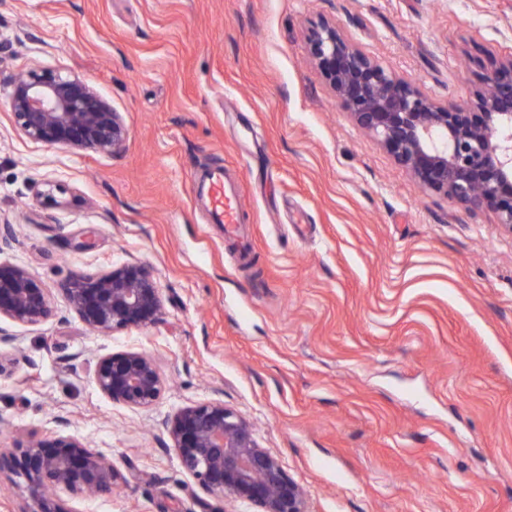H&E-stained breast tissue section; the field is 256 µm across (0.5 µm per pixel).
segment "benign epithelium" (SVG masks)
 <instances>
[{"label": "benign epithelium", "instance_id": "1", "mask_svg": "<svg viewBox=\"0 0 512 512\" xmlns=\"http://www.w3.org/2000/svg\"><path fill=\"white\" fill-rule=\"evenodd\" d=\"M306 42L341 106L424 190L470 212L488 209L512 232L511 54L483 75L472 97L448 106L364 53L327 19L308 29ZM9 100L16 126L38 143L115 155L130 136L122 113L87 82L59 70L26 71L11 85ZM63 293L97 333L144 327L162 315L157 278L137 261L99 274L75 272ZM53 316L26 268L0 265V322L38 325ZM94 383L113 402L135 408L152 406L164 389L155 361L140 351L101 358ZM168 431L181 467L207 493L246 503L252 512H308L302 487L261 445L251 423L224 402L182 408ZM21 455L29 512H66L58 493L106 496L117 486L112 464L70 435L33 439Z\"/></svg>", "mask_w": 512, "mask_h": 512}]
</instances>
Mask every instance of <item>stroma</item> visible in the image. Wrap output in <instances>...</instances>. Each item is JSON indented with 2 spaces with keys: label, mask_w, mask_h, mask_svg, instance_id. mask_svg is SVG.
<instances>
[{
  "label": "stroma",
  "mask_w": 512,
  "mask_h": 512,
  "mask_svg": "<svg viewBox=\"0 0 512 512\" xmlns=\"http://www.w3.org/2000/svg\"><path fill=\"white\" fill-rule=\"evenodd\" d=\"M328 18L443 103L512 54V0H0V263L58 308L5 323L0 453L77 437L120 477L67 512H251L167 448L180 408L223 401L305 490L308 512H512V233L424 191L337 103L305 40ZM33 67L89 82L130 130L104 155L16 128ZM221 165L248 255L195 179ZM138 260L155 324L101 334L67 307L76 270ZM136 350L166 387L147 408L93 382Z\"/></svg>",
  "instance_id": "obj_1"
}]
</instances>
